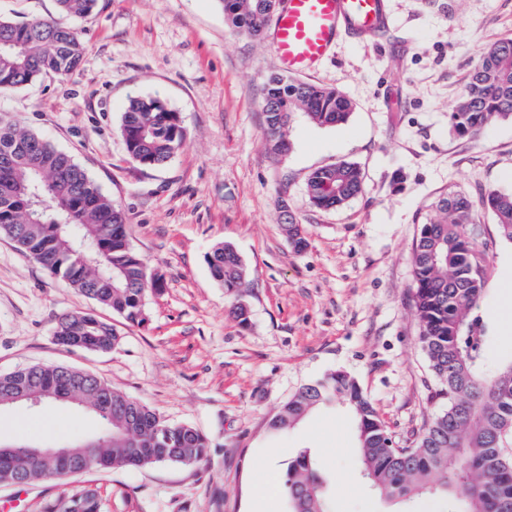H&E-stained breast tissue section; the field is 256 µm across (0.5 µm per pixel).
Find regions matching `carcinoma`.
I'll list each match as a JSON object with an SVG mask.
<instances>
[{"label": "carcinoma", "instance_id": "cac0c4a2", "mask_svg": "<svg viewBox=\"0 0 512 512\" xmlns=\"http://www.w3.org/2000/svg\"><path fill=\"white\" fill-rule=\"evenodd\" d=\"M233 30L260 39L271 16L263 0H219ZM61 13L84 18L95 0H57ZM84 43L77 28L55 20L16 22L0 16V91L19 89L44 76L65 78L78 67ZM268 148L274 155L289 149L293 117L302 114L321 127L341 125L352 113L351 100L333 87L274 75L262 100ZM512 120V37L484 47L470 71L464 92L448 124L455 133L476 135L500 119ZM120 133L127 159L143 168L169 163L186 143L177 113L157 97L132 96L121 112ZM364 175L355 163L321 167L307 179V195L318 209L337 210L357 197ZM490 210L500 238L512 243V192L491 191L473 200L447 193L433 205L419 228L412 255L413 306L419 340L448 408L437 415L410 444L395 442L357 381L342 371L301 387L272 422L288 429L319 407H347L353 416L360 450L361 475L379 496L405 502L413 496H443L457 512H512V459L505 444L512 432V362L486 370V345L495 319L479 312L485 267L474 248L477 207ZM293 215L282 230L296 250L307 246ZM0 235L15 242L48 273L62 278L87 298L131 325L146 321L145 298L165 288L161 274L151 271L132 249L122 208L106 196L73 158L35 133L12 122L0 123ZM213 279L232 298L231 313L245 325L241 301L248 269L230 245L218 244L206 256ZM55 335L83 336L115 346L112 324L92 313H69ZM66 367L32 365L0 374V398L12 396L13 384L34 393L56 391L65 402L92 408L90 389L71 386ZM95 389L112 399V411L94 413L101 425L98 451L85 461V471L141 469L156 464L196 467L206 461L209 441L188 424L170 423L121 390L93 380ZM17 453L0 457V478L26 481L60 477L32 462L16 441ZM328 475L309 449L288 461L283 488L291 512H330ZM49 512H99L94 490L70 489Z\"/></svg>", "mask_w": 512, "mask_h": 512}]
</instances>
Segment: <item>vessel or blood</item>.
<instances>
[{
    "label": "vessel or blood",
    "mask_w": 512,
    "mask_h": 512,
    "mask_svg": "<svg viewBox=\"0 0 512 512\" xmlns=\"http://www.w3.org/2000/svg\"><path fill=\"white\" fill-rule=\"evenodd\" d=\"M390 25L389 0H281L270 41L282 72L311 75L342 41L370 44Z\"/></svg>",
    "instance_id": "b4317fda"
}]
</instances>
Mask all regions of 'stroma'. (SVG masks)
Masks as SVG:
<instances>
[{
  "mask_svg": "<svg viewBox=\"0 0 512 512\" xmlns=\"http://www.w3.org/2000/svg\"><path fill=\"white\" fill-rule=\"evenodd\" d=\"M395 28L378 45L344 41L315 83L343 92L349 120L322 128L295 116L291 147L268 154L262 88L279 71L267 40L233 31L218 0H96L71 21L56 0H0V16L74 23L85 52L71 77L0 92V117L69 154L119 204L130 244L164 277L132 326L46 272L0 236V373L33 364L84 369L187 423L210 443L199 467L89 471L0 487L23 512H45L72 486L96 490L100 512H254L267 464L285 471L301 448L329 474L335 512H448L443 497L383 500L359 476L351 415L315 412L296 428L271 422L300 387L331 371L353 376L393 436L414 439L446 410L412 309V249L439 194L512 191V120L475 136L448 127L465 79L486 44L512 36V0H392ZM159 97L178 112L185 146L166 166L126 159L119 117L129 96ZM341 161L363 170L362 195L324 211L308 176ZM305 226L295 251L281 224ZM486 253L482 311L512 304V244L494 215L475 214ZM232 245L250 275L248 325L205 257ZM112 323L107 353L67 349L62 314ZM100 430L77 405L0 408V439L65 445Z\"/></svg>",
  "mask_w": 512,
  "mask_h": 512,
  "instance_id": "1",
  "label": "stroma"
}]
</instances>
